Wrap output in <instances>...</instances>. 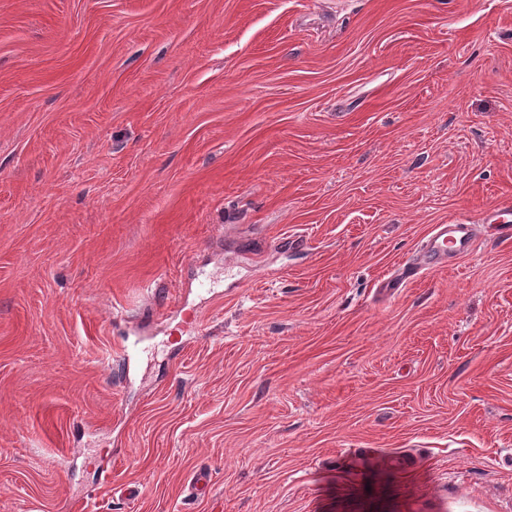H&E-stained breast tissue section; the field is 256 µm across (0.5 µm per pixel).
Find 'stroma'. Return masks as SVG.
Masks as SVG:
<instances>
[{
    "label": "stroma",
    "instance_id": "obj_1",
    "mask_svg": "<svg viewBox=\"0 0 512 512\" xmlns=\"http://www.w3.org/2000/svg\"><path fill=\"white\" fill-rule=\"evenodd\" d=\"M505 203L512 0H0V512H512ZM473 242L472 225L449 223L435 225L432 233L421 243L415 262L400 275L389 280L385 288H401L409 278L421 270H435L447 266L456 257L471 251Z\"/></svg>",
    "mask_w": 512,
    "mask_h": 512
}]
</instances>
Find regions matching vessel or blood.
I'll return each instance as SVG.
<instances>
[{
  "label": "vessel or blood",
  "mask_w": 512,
  "mask_h": 512,
  "mask_svg": "<svg viewBox=\"0 0 512 512\" xmlns=\"http://www.w3.org/2000/svg\"><path fill=\"white\" fill-rule=\"evenodd\" d=\"M473 242L472 227L466 223L435 225L432 233L421 243L414 263L404 270L401 277L389 280V288L402 286L405 279L419 271L447 266L456 257L470 252Z\"/></svg>",
  "instance_id": "b4317fda"
}]
</instances>
